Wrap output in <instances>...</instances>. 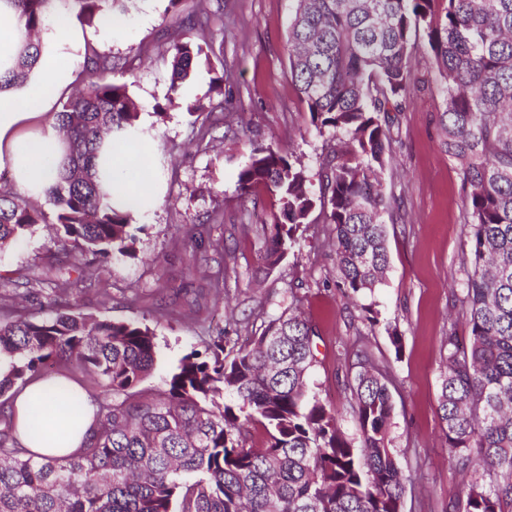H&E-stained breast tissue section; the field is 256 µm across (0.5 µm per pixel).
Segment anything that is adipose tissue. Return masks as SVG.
Masks as SVG:
<instances>
[{
	"label": "adipose tissue",
	"mask_w": 512,
	"mask_h": 512,
	"mask_svg": "<svg viewBox=\"0 0 512 512\" xmlns=\"http://www.w3.org/2000/svg\"><path fill=\"white\" fill-rule=\"evenodd\" d=\"M92 34L74 24L66 10L56 8L37 34L39 66L20 87L0 91V175L30 199L44 200L57 177L64 144L55 104L71 87L73 71ZM97 171L111 206L142 217L158 205L157 191L144 194L130 186L123 161L112 154L111 139H104L99 148ZM76 387V382L61 377L37 379L16 393L12 400L15 435L23 448L64 456L88 444L97 427L94 403H85L77 416L63 408L49 420L39 421L34 415L36 402H55L63 389Z\"/></svg>",
	"instance_id": "obj_1"
}]
</instances>
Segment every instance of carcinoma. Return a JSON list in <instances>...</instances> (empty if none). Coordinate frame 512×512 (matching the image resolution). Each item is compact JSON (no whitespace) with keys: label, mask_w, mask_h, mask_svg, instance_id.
I'll return each mask as SVG.
<instances>
[{"label":"carcinoma","mask_w":512,"mask_h":512,"mask_svg":"<svg viewBox=\"0 0 512 512\" xmlns=\"http://www.w3.org/2000/svg\"><path fill=\"white\" fill-rule=\"evenodd\" d=\"M27 39L13 47V70L0 88L23 84L41 51L33 35L54 0H9ZM88 25L125 13L127 0H63ZM289 64L296 90L319 131L343 134L320 173L292 153L248 139L235 179L246 202L258 187L275 196L279 215L263 225L266 258L275 265L297 229L320 208L333 225L341 285L374 327L360 300L388 265V209L382 171L396 115L418 89L415 42L422 33L440 77L442 148L459 168L468 253L461 288L452 293L468 332L448 330L439 411L448 453L468 478L462 512H512V0H296ZM197 10L169 36L172 87L213 47L194 32L216 10ZM86 50L92 81L59 111L67 153L46 199L53 219L18 192L0 187V245L19 243L50 224L46 255L77 258L69 275L45 281L50 315L32 321L0 307V512H403L407 475L389 448L393 400L388 377L359 355L350 386L360 447L309 385L317 332L290 312L267 321L231 356L224 335L204 353L184 356L156 392L141 389L153 369L154 331L135 322L62 312L79 282L99 277L101 263L133 255L132 216L110 206L96 182L95 145L110 129L134 126L128 86L113 78L134 69ZM74 363L105 383L91 442L78 455L43 456L19 446L6 405L11 391ZM264 430L258 446L253 431Z\"/></svg>","instance_id":"1"}]
</instances>
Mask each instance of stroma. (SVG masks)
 Returning a JSON list of instances; mask_svg holds the SVG:
<instances>
[{
    "label": "stroma",
    "mask_w": 512,
    "mask_h": 512,
    "mask_svg": "<svg viewBox=\"0 0 512 512\" xmlns=\"http://www.w3.org/2000/svg\"><path fill=\"white\" fill-rule=\"evenodd\" d=\"M223 24L197 33L215 49L209 62L193 69L178 92L170 90L167 31L188 15L197 0H129L122 28L91 47L117 60L145 47L130 72L118 73L139 113L150 119L157 139L155 161L162 167V204L135 219L133 256L109 259L98 281L80 285L68 303L99 319L139 322L156 333L157 355L143 388L164 387L180 360L204 351L209 337L229 343L259 335L265 323L289 308H300L316 325L314 393L335 409L338 424L359 442L348 388L355 353L367 346L389 378L395 406L390 446L405 473L404 512H448L464 494L463 479L444 443L438 411L443 338L449 326L466 333L464 322L448 317L451 291L460 277L465 212L456 163L441 148L439 75L424 47L415 51L421 81L398 116L396 141L383 173L394 221L388 226L390 269L373 296L380 321L369 328L340 286L332 227L322 215L301 225L298 239L276 265L264 258L261 225L279 214L274 196L259 188L256 205L242 206L236 169L248 152L239 129L265 144L290 149L318 178L337 144L332 132H318L292 82L288 29L294 0H222ZM223 86H216V78ZM232 99L234 110L213 125L206 108ZM201 112L188 113L192 103ZM254 230L243 233V225ZM205 242L191 247L197 226ZM46 229L20 244L0 248V303L14 295V279L38 280L47 266L67 264L65 255L45 252ZM224 278L222 298L208 296L209 277ZM402 337L394 350L389 331Z\"/></svg>",
    "instance_id": "stroma-1"
}]
</instances>
